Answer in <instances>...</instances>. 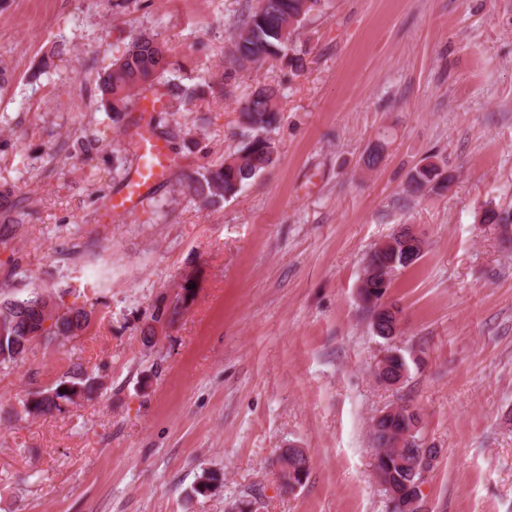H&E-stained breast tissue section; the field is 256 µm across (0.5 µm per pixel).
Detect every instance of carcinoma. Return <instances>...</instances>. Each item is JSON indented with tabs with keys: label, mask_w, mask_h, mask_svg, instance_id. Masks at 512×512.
Here are the masks:
<instances>
[{
	"label": "carcinoma",
	"mask_w": 512,
	"mask_h": 512,
	"mask_svg": "<svg viewBox=\"0 0 512 512\" xmlns=\"http://www.w3.org/2000/svg\"><path fill=\"white\" fill-rule=\"evenodd\" d=\"M322 0H259L258 8L242 19L236 28L232 56L238 64L262 65L270 60L288 58V65L296 71L303 68V58L298 54L287 56L292 37L301 28L311 12L319 9ZM169 66L166 50L153 38L142 35L128 45L123 55L112 64V69L102 73L96 80L101 100L112 111V122L124 123L128 105L138 91L150 87ZM280 91L271 86L255 88L240 111L242 135L245 144L224 161L187 175L190 194L205 204H215L233 198L258 174L275 162V146L264 136L277 122V108ZM385 144L377 141L370 150L363 153V166L374 169L382 159ZM439 167L427 159L416 165L408 174L406 191L413 197L440 193L449 188L452 177L439 180ZM13 189H0V223H11L10 212L16 207L12 200ZM483 224H512V212L501 210L489 203L480 215ZM408 236V225H403L388 240L400 249L380 246L373 248L364 259L363 277L359 284V300L372 314L374 333L385 339L391 336L394 316L382 309L381 295L390 288L391 281L385 279L391 271L390 265L402 269L404 250L403 239ZM45 292L33 291L24 297H0V364L14 363L17 355L25 354L24 336L28 330L26 322L31 318L43 322V315L37 311ZM93 311L67 308L51 317L50 325L43 329L42 340L46 342L65 341L76 335V330L86 331L91 325ZM384 378H406L409 371L404 356L394 353L387 358ZM96 390V381L81 366L67 371L65 380L56 387L37 391L22 401V412L46 415L59 411L66 404L91 395ZM420 413L407 406H399L393 412L372 421L371 437L376 448L375 472L377 479L388 497L395 502L391 512H402L400 504L417 494L416 482L421 472L415 471L416 451L419 443L425 441L422 435ZM413 442L396 446L405 434ZM279 460L285 468L279 471L282 487L301 485L309 474V460L304 448L290 446L282 449ZM224 475L215 471H204L199 476L196 492L205 494L216 486L223 485Z\"/></svg>",
	"instance_id": "obj_1"
}]
</instances>
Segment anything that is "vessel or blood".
I'll use <instances>...</instances> for the list:
<instances>
[{
    "mask_svg": "<svg viewBox=\"0 0 512 512\" xmlns=\"http://www.w3.org/2000/svg\"><path fill=\"white\" fill-rule=\"evenodd\" d=\"M139 165L123 193L114 197L111 211L116 215L134 213L177 167L178 160L167 144L155 135H145L138 148Z\"/></svg>",
    "mask_w": 512,
    "mask_h": 512,
    "instance_id": "1",
    "label": "vessel or blood"
}]
</instances>
